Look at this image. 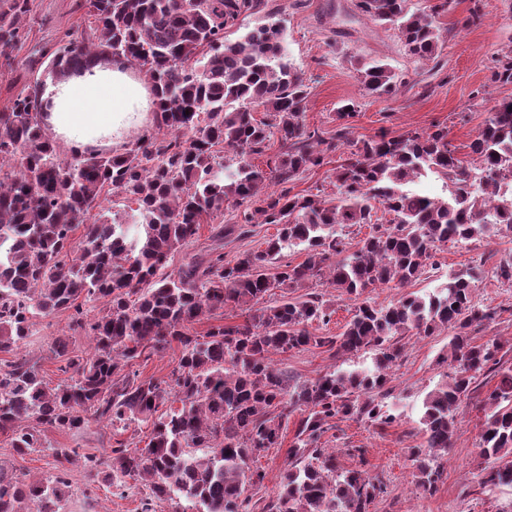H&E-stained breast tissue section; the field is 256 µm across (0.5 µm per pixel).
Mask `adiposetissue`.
<instances>
[{"label": "adipose tissue", "instance_id": "adipose-tissue-1", "mask_svg": "<svg viewBox=\"0 0 512 512\" xmlns=\"http://www.w3.org/2000/svg\"><path fill=\"white\" fill-rule=\"evenodd\" d=\"M40 98L46 133L81 153L121 152L153 109L150 88L119 63L103 62L48 83Z\"/></svg>", "mask_w": 512, "mask_h": 512}]
</instances>
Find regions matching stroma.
<instances>
[{"label": "stroma", "instance_id": "35a3bbf8", "mask_svg": "<svg viewBox=\"0 0 512 512\" xmlns=\"http://www.w3.org/2000/svg\"><path fill=\"white\" fill-rule=\"evenodd\" d=\"M75 3L35 0L36 39L56 40L80 24ZM475 7L481 18L472 24L468 17ZM269 18L282 28L287 57L308 85L305 123L311 129L334 132L338 108L351 103L356 109L351 121L353 139L381 131L399 137L441 125L447 127L452 148L463 158L489 109L496 101L512 97V84L492 79L497 57L512 48V0H456L454 10L439 19L442 28L449 31L442 54L438 62L423 66L407 55L393 27L373 24L357 15L353 0H266L263 12L227 29L225 38L237 40ZM372 60L388 63L403 80L390 99L368 96L361 87L357 70L361 63ZM349 151V146H342L330 154L327 164L300 175L290 185L292 193L335 198L332 170ZM509 254L510 237L449 243L436 256L437 270L422 276L412 289L420 295L433 292L449 275L465 271L478 260L490 263ZM474 300L497 312L489 325L476 331V340L499 338L504 345L502 363L512 367V283L484 277ZM68 324L64 313L38 320L23 347L24 355L38 362L44 381L51 387L63 378L52 352L56 339L69 337L71 349L79 355H87L91 349L89 338L71 333ZM450 339V333L444 331L428 337L400 336L402 356L385 387V403L395 414V423L381 432L366 423L349 421L323 438L325 447L342 449L338 461L345 467L353 464L345 449H365L367 471L381 477L387 488L370 512H512V488L500 487L485 494L474 490L482 413L471 401L462 402L456 411L457 430L436 492L425 496L416 489L406 451L422 442L419 418L425 395L444 383L450 372L441 361ZM150 431V425L134 423L118 434L107 423L94 420L77 435L47 432L43 448L22 457L13 453L8 437L0 434V465L29 480L45 479L59 466L53 449L76 448L100 457L116 440L144 442ZM69 470L70 486L58 512H141L146 492L142 482L128 481V489L120 497L108 486L91 482L82 461H74Z\"/></svg>", "mask_w": 512, "mask_h": 512}]
</instances>
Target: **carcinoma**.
Here are the masks:
<instances>
[{"instance_id": "cac0c4a2", "label": "carcinoma", "mask_w": 512, "mask_h": 512, "mask_svg": "<svg viewBox=\"0 0 512 512\" xmlns=\"http://www.w3.org/2000/svg\"><path fill=\"white\" fill-rule=\"evenodd\" d=\"M262 2L77 0L87 24L52 48L30 45L34 0H0V76L21 83L0 110V353L11 355L0 361V434L24 456L48 431L75 435L92 419L124 430L147 420L145 447L118 440L106 457H84L86 471L120 494L125 478L144 481L155 503L183 497L202 512H255L249 491L263 486L265 473L250 461L281 447L298 414L280 490L261 512H369L385 483L337 465L322 438L341 422L365 421L381 431L394 423L381 397L401 357L395 338L443 329L452 333L443 356L451 376L424 398L423 443L408 449L417 488L436 491L456 410L488 372L500 379L478 405V486L512 485V369L502 368L497 339L473 338L495 315L473 299L483 266L448 277L432 294L410 292L385 306L363 297L369 288L412 285L450 242L492 229L512 235V203L499 204L497 195L498 184L512 178V98L489 109L466 162L450 148L446 127L350 142L351 103L340 107L336 132L325 137L305 124L307 84L284 61L278 25L224 39ZM453 3L436 0L423 10L413 0H356L355 8L395 27L407 54L426 64L441 53L439 17ZM112 60L147 78L156 101L153 127L121 153L65 157L39 123L41 88L49 78ZM358 78L368 94L384 99L402 85L380 61L363 64ZM493 79L512 83V55L497 60ZM274 138L279 151L266 168L253 164ZM344 141L354 151L334 172L336 201L286 188ZM219 144L235 153L236 166L224 164ZM430 173L445 180L446 195L410 188ZM270 178L285 189L266 193ZM129 202L137 204L130 224ZM226 206L238 210L243 228L257 217L278 225L276 236L263 250L226 260L221 227L208 249L168 270L171 257L197 242L200 226L214 223ZM380 209L391 215L386 224L373 221ZM370 223L372 232L353 251L336 231ZM290 246L303 247L306 258L280 263ZM314 279L357 302L339 335L320 332L332 317L320 295L288 298ZM276 289L280 297L266 300ZM228 305L246 312L244 323L194 334L195 324ZM66 312L92 352L70 355L58 341L67 378L50 388L20 348L37 319ZM174 343L181 350L169 380L132 369ZM310 348L334 360L313 381H291L273 360ZM367 350L372 368L344 367ZM172 397L180 407L168 406ZM67 487L65 466L35 481L0 467V512H57Z\"/></svg>"}]
</instances>
